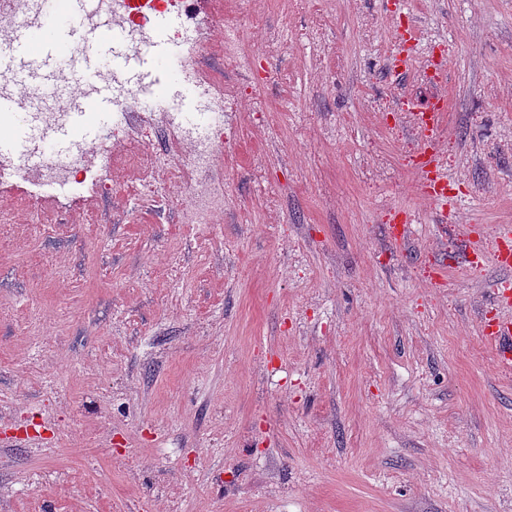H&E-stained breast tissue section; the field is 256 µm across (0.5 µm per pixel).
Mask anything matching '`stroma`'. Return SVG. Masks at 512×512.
I'll list each match as a JSON object with an SVG mask.
<instances>
[{
    "label": "stroma",
    "instance_id": "35a3bbf8",
    "mask_svg": "<svg viewBox=\"0 0 512 512\" xmlns=\"http://www.w3.org/2000/svg\"><path fill=\"white\" fill-rule=\"evenodd\" d=\"M224 9L279 34L288 90L224 148L221 246L124 187L123 214L54 212L62 238L0 224V512H512V374L480 333L505 272L447 260L512 225V0H326L315 43L290 0ZM411 25L448 59L409 85L449 103L447 217L393 110Z\"/></svg>",
    "mask_w": 512,
    "mask_h": 512
}]
</instances>
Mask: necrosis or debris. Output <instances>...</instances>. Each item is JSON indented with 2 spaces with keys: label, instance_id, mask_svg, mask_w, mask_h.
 Here are the masks:
<instances>
[{
  "label": "necrosis or debris",
  "instance_id": "obj_1",
  "mask_svg": "<svg viewBox=\"0 0 512 512\" xmlns=\"http://www.w3.org/2000/svg\"><path fill=\"white\" fill-rule=\"evenodd\" d=\"M103 10L135 52L148 46V28L159 15L174 12L189 25L199 14L188 0H103ZM45 0H12L0 11V50L13 44L20 27L34 26L44 17ZM178 51L170 62L177 80L204 88L209 98L200 121L167 106L147 112L136 92L120 91L117 111L103 138L74 143L65 154L51 144L55 131L69 120L65 112L0 113V133L25 126L37 129L32 149L14 157H0V223L32 225L36 218L28 201L68 211L82 221L86 208L110 194V177L134 187L147 208L176 200L179 221L186 225L224 221V143L244 140L248 129L231 121L230 109L252 82V57L245 53L247 38L235 27L224 29V40L210 44L207 35L186 40L181 31L170 37ZM235 77H228L227 66Z\"/></svg>",
  "mask_w": 512,
  "mask_h": 512
}]
</instances>
